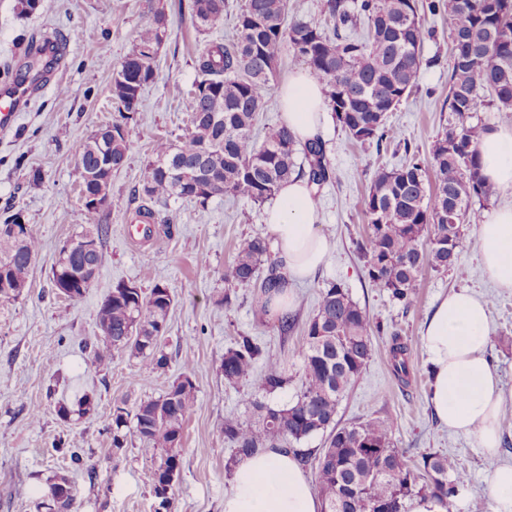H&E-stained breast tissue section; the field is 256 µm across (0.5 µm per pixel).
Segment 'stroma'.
Wrapping results in <instances>:
<instances>
[{"label": "stroma", "mask_w": 512, "mask_h": 512, "mask_svg": "<svg viewBox=\"0 0 512 512\" xmlns=\"http://www.w3.org/2000/svg\"><path fill=\"white\" fill-rule=\"evenodd\" d=\"M244 2L225 0L224 25L211 32L198 30L189 12L179 11V0H41L31 15L20 12L18 0H0V70L9 66L21 80H31L23 65L33 35L49 36L62 51L50 85L30 97L10 132L0 134V221L20 213L40 242L27 288L18 299L0 301V512H45L43 493L57 474L67 475L74 489L72 512H154V497L143 480L155 460L153 452L132 435L123 448H113L112 411L117 404L132 410L163 395L184 371L187 358L194 362L189 373L197 399L184 424L172 512H224L231 481L224 465L234 453L224 436V420L257 423L256 414L242 402L255 383L225 381L224 352L236 336L255 337L288 368V383L267 396V404H292L301 388L296 349L303 327L317 309L322 288L331 283L346 289L381 326L370 362L338 405L339 425L387 418L395 424L394 445L408 460L426 452L456 457L467 481L450 498L449 512H472L475 502L486 500L490 466L475 437L454 434L437 419L429 402L431 379L421 330L437 298L450 290L467 287L489 300L486 355L506 396L499 459L512 462V292L485 277L477 247L479 224L496 207L511 202L512 192L495 188L488 197L473 199L460 271L424 269L412 309L370 287L359 248L367 230L363 201L374 172L405 163L403 141L428 154L448 124L452 22L447 13L424 16L418 89L386 121L395 141L381 148L364 145L334 118L326 120L321 137L333 179L317 198V223L332 250L310 277L292 285L294 330L280 333L252 289H235L230 304L222 302L224 268L239 244L266 234L264 205L232 195L213 197L204 206L181 200L170 206L171 225H156L148 240L129 241V205L152 146L161 138L178 141L186 132L189 94L199 79L198 57L207 44L233 40ZM160 12L167 35L155 55L156 79L144 90L128 124V160L113 174L110 199L100 215L107 229L108 261L82 298L57 296L51 268L64 243L85 225L79 151L111 123L112 79L134 50L140 30ZM34 170L43 175L41 186L28 181ZM159 282L167 283L174 296L161 338L167 367L151 369L127 351L93 366L97 315L112 288L131 283L147 293ZM396 337L409 352L410 374L404 381L398 380L391 362ZM85 395L94 400L89 414L68 421L58 416L60 404L76 406ZM73 448L82 451L83 468L71 467Z\"/></svg>", "instance_id": "1"}]
</instances>
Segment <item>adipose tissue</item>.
<instances>
[{"label":"adipose tissue","mask_w":512,"mask_h":512,"mask_svg":"<svg viewBox=\"0 0 512 512\" xmlns=\"http://www.w3.org/2000/svg\"><path fill=\"white\" fill-rule=\"evenodd\" d=\"M282 120L299 142L314 139L324 120V94L308 71L291 72L279 89ZM482 172L489 184L512 190V127L486 130L479 139ZM314 191L306 180L290 179L266 212L281 273L286 281L310 276L330 252L317 225ZM482 267L497 287L512 290V203L488 215L477 231ZM491 326L486 302L468 290L441 299L426 321L421 345L432 371L430 402L450 431L476 437L495 459L501 443L500 417L505 403L500 378L485 352ZM293 454L266 449L235 468L224 496V512H323Z\"/></svg>","instance_id":"adipose-tissue-1"}]
</instances>
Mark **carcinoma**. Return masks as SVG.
I'll use <instances>...</instances> for the list:
<instances>
[{
  "mask_svg": "<svg viewBox=\"0 0 512 512\" xmlns=\"http://www.w3.org/2000/svg\"><path fill=\"white\" fill-rule=\"evenodd\" d=\"M197 28L214 31L224 25V0H189ZM429 11L444 10L453 20L448 109L452 121L436 137L429 156L415 154L397 168H379L364 199L367 235L363 244L368 282L392 299L411 307L422 270L459 269L463 227L471 200L490 194L482 174L478 139L481 129L468 123L489 91L501 112H512V0H432ZM287 0H245L237 20L236 38L229 44L212 43L200 53L201 79L189 100V112L200 115L188 134L174 144L156 141L146 164L140 204L131 223L144 225L150 237L159 218L158 208L177 200L204 207L215 196L242 195L263 203L293 177L321 188L332 176L325 142L318 137L302 144L285 124L269 128L262 141L253 131L264 110L265 93L277 74L282 50L287 48L307 64L309 73L325 86L327 104L336 121L360 143L381 145L388 138L386 114L408 97L418 82L424 29L416 0H360L358 11L368 23V34L355 40L340 29L356 20L348 0H327L325 13L334 19L333 34L315 21L285 26ZM165 33V15L143 28L138 43L121 63L112 81V105L118 117L82 147L81 188L92 195H109L112 174L126 164L131 143L127 124L141 102L144 89L154 83V58ZM101 208L84 206L88 228L69 240L52 268L53 289L63 277L90 266L100 272L107 262L106 228ZM93 237L91 255L84 243ZM39 242L33 233L17 238L0 234V281L17 294L26 287ZM268 264L263 279L256 277ZM279 261L271 257L261 237L244 240L233 262L224 269V304L231 288L257 289L263 298L282 286ZM173 295L165 283L150 294L121 283L98 311L99 336L93 345L95 361L102 363L114 351L127 350L152 368H163L168 357L159 346ZM380 326L336 283L320 292L315 314L304 327L298 348L302 385L297 401L271 408L262 398L283 388L288 375L252 336H240L224 352L221 365L230 384L247 380L258 361L264 373L255 391L242 401L260 413L262 426L254 429L238 420H224V436L234 444L226 471L262 448H291L301 463L310 454L297 444L329 431L328 445L317 458L316 487L325 512H405L414 497H433L444 503L467 477L456 460L430 452L422 466H412L395 448V426L388 419L340 426L338 404L366 369L373 339ZM391 355L398 378L409 375L407 346L395 337ZM192 378L181 374L159 398L141 403L131 413L117 406L112 413V446L119 449L132 432L159 453L144 473L154 496L172 498V477L179 470L183 424L196 402ZM94 408L85 395L73 411L62 404L58 414L85 415ZM61 494L48 512H71L72 485L64 475L49 480Z\"/></svg>",
  "mask_w": 512,
  "mask_h": 512,
  "instance_id": "1",
  "label": "carcinoma"
}]
</instances>
